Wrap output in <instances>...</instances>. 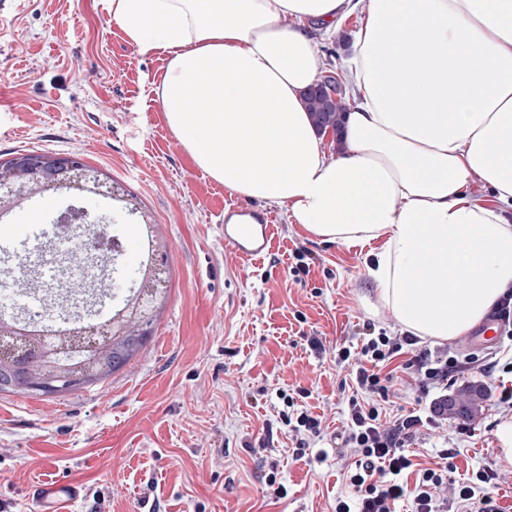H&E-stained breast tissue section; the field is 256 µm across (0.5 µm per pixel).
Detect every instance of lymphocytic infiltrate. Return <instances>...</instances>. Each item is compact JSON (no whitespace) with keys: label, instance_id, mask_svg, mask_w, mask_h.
Returning a JSON list of instances; mask_svg holds the SVG:
<instances>
[{"label":"lymphocytic infiltrate","instance_id":"obj_1","mask_svg":"<svg viewBox=\"0 0 512 512\" xmlns=\"http://www.w3.org/2000/svg\"><path fill=\"white\" fill-rule=\"evenodd\" d=\"M417 337L400 333H379L363 339L359 352L340 347L338 362L355 361V388L348 399L342 436L356 459L344 476L350 495L336 499L334 512H397L398 503L406 502L411 512H436V497L448 483L452 466L447 451H440L433 466L416 467L408 451L426 430L440 428L448 414V398L443 390L448 375L460 367L447 349H419ZM399 360V372L413 380L419 398L429 399L427 410L398 407L388 411L390 385L394 374L388 370L392 360ZM439 390L430 398L431 390Z\"/></svg>","mask_w":512,"mask_h":512}]
</instances>
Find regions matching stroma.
Segmentation results:
<instances>
[{
	"mask_svg": "<svg viewBox=\"0 0 512 512\" xmlns=\"http://www.w3.org/2000/svg\"><path fill=\"white\" fill-rule=\"evenodd\" d=\"M163 56L141 51L112 22L104 0H0V160L30 150L76 154L150 214L168 245V299L150 340L104 382L56 396L0 394V512H36L32 488L69 480L73 512H333L349 494L341 469L350 449L335 434L353 393L335 348L400 325L374 304L367 251L328 243L265 209L270 253L243 259L224 244V209L242 204L193 162L153 92ZM84 205L100 225L127 229L110 301L141 264L134 222L109 199ZM319 338L324 353L312 351ZM470 370L449 394L484 389L474 419L451 418L413 448L428 464L448 449L453 480L481 469L512 512V466L498 457L491 358L512 344L473 348ZM322 419L304 457L282 424L283 395ZM327 451L319 460V451ZM288 489L276 498L274 484Z\"/></svg>",
	"mask_w": 512,
	"mask_h": 512,
	"instance_id": "obj_1",
	"label": "stroma"
}]
</instances>
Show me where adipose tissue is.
<instances>
[{
	"label": "adipose tissue",
	"instance_id": "1",
	"mask_svg": "<svg viewBox=\"0 0 512 512\" xmlns=\"http://www.w3.org/2000/svg\"><path fill=\"white\" fill-rule=\"evenodd\" d=\"M164 54L155 87L195 165L309 235L376 245L379 302L449 341L512 288V0H107ZM361 11L329 152L303 103L316 37ZM488 191L480 198L473 183Z\"/></svg>",
	"mask_w": 512,
	"mask_h": 512
}]
</instances>
